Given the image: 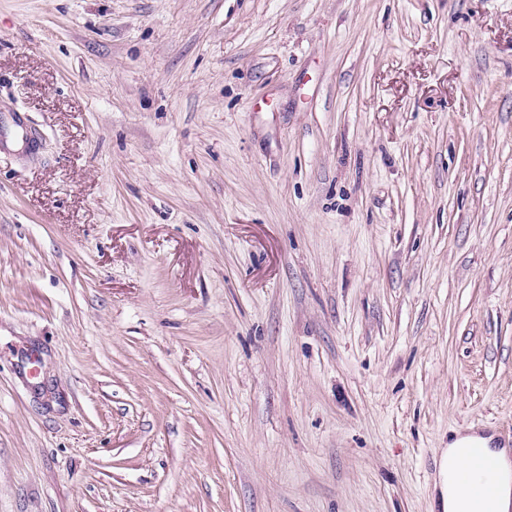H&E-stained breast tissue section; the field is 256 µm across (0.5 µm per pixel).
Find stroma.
I'll list each match as a JSON object with an SVG mask.
<instances>
[{"label":"stroma","instance_id":"1","mask_svg":"<svg viewBox=\"0 0 512 512\" xmlns=\"http://www.w3.org/2000/svg\"><path fill=\"white\" fill-rule=\"evenodd\" d=\"M0 139V512H434L512 445V0H0ZM490 438L483 437L476 433L455 438L448 443V448H444L440 457L439 483L436 484L438 492V505L442 512H475L473 502L470 497L461 494L455 484L467 491L478 502L490 501L496 493V498L487 506H484V512H509L512 507V461L509 452L505 448H489ZM490 451H486L479 444ZM468 445L464 449L463 446ZM498 457L500 466H498ZM493 472V473H492ZM484 477L486 481L494 484H476V477L481 474H488Z\"/></svg>","mask_w":512,"mask_h":512}]
</instances>
